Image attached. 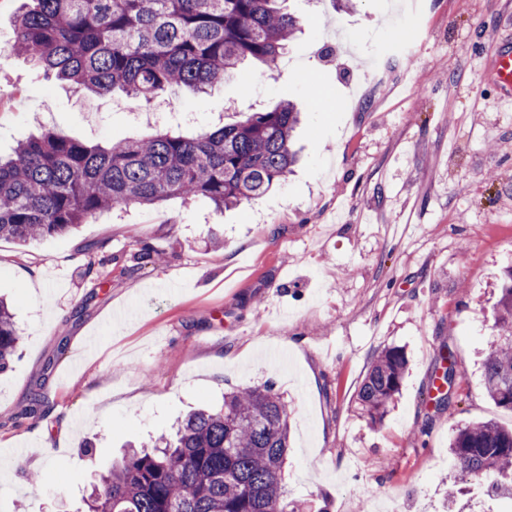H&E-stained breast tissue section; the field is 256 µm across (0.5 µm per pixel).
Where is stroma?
<instances>
[{
  "label": "stroma",
  "mask_w": 512,
  "mask_h": 512,
  "mask_svg": "<svg viewBox=\"0 0 512 512\" xmlns=\"http://www.w3.org/2000/svg\"><path fill=\"white\" fill-rule=\"evenodd\" d=\"M302 31L276 71L240 63L178 98L191 120L136 116L0 56V153L42 129L87 144L191 135L291 100L288 180L217 212L204 199L114 208L27 246L0 240V294L21 340L0 373V512H82L100 473L235 388L272 385L291 411L283 484L314 512H512L461 475L456 426L512 427L479 360L512 266V98L488 72L512 0H289ZM160 262L139 260L143 248ZM103 276L84 275L87 261ZM132 318L113 323L115 309ZM409 372L383 426L356 393L375 356ZM450 349L452 402L426 394ZM46 416L17 423L33 394ZM41 472L40 483L30 473Z\"/></svg>",
  "instance_id": "obj_1"
}]
</instances>
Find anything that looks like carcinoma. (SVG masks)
<instances>
[{"label": "carcinoma", "mask_w": 512, "mask_h": 512, "mask_svg": "<svg viewBox=\"0 0 512 512\" xmlns=\"http://www.w3.org/2000/svg\"><path fill=\"white\" fill-rule=\"evenodd\" d=\"M283 0H25L16 44L46 73L77 91L118 89L138 102L176 87L222 83L245 59L272 70L301 30ZM298 122L287 100L273 110L192 137L157 132L88 146L53 130L0 159V239L26 245L68 233L117 206H152L171 197L206 199L222 212L286 181L296 161ZM498 345L483 361L487 396L512 410V267L493 310ZM20 336L0 300V372ZM433 401L449 402L454 357L439 354ZM408 358L399 346L374 359L358 392L361 413L382 425L399 396ZM287 405L268 386L224 394L218 410L177 423L175 437L130 449L112 463L86 512H303L287 499L281 469L288 449ZM457 468L512 500V429L465 423L449 442Z\"/></svg>", "instance_id": "cac0c4a2"}]
</instances>
